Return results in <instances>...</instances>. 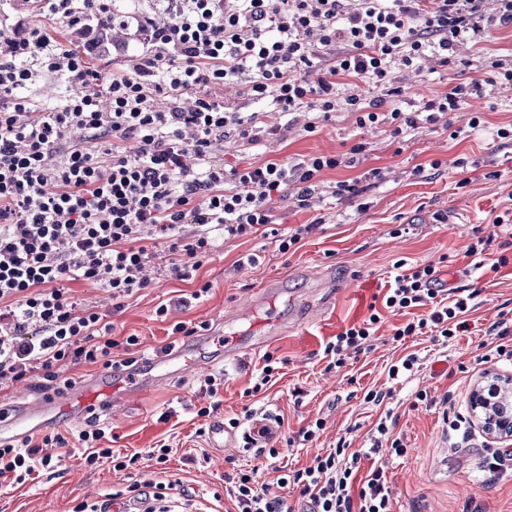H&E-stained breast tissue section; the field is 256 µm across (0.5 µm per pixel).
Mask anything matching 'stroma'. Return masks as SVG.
Returning <instances> with one entry per match:
<instances>
[{
  "instance_id": "35a3bbf8",
  "label": "stroma",
  "mask_w": 512,
  "mask_h": 512,
  "mask_svg": "<svg viewBox=\"0 0 512 512\" xmlns=\"http://www.w3.org/2000/svg\"><path fill=\"white\" fill-rule=\"evenodd\" d=\"M460 55L457 65L432 58L420 72H396L403 90L401 105L419 104L461 82L485 80L489 59H512V28L494 32L489 41L464 46ZM471 108L481 113L482 126L465 128L462 113L452 114L451 122L461 130L455 139L436 124L411 131L397 142L383 129H358L350 113L333 112L320 118L311 134L297 122L284 139L263 135L245 146L226 140L213 159L240 168L270 159L292 162L319 154L341 155L358 142L367 150L359 165L324 171V190L307 207H299L292 194L274 202L276 229L316 226L288 253L279 252L270 234L217 240L198 272L201 281L211 284L209 295L200 302L180 304L191 285L157 275L151 287L124 298L117 311L105 289L73 283L71 295L78 303L108 315L114 339L139 336L143 354L183 343L199 367L160 382L109 418L110 433L102 447L122 457L139 456L126 469H115L111 459L87 465L70 422L35 430V440L59 432L69 443L44 447L52 462L35 480L17 485L0 478V512H76L80 507L85 512H112L116 493L136 482L149 507L154 503V483L176 479L188 495L186 512H229L224 474L232 463L258 467L261 483L269 486L275 485L277 474L255 452L210 447L206 430L212 420L241 418L249 411L273 412L280 422L274 445L282 450L281 462L300 469L339 439H346L351 448H362L386 407L396 417L394 434L406 448L404 456L385 451L379 459L392 491V512H512V460L504 463L506 475L486 481L483 461L494 441L475 430H450L443 421L447 414H467L470 393L485 373L512 376V366L477 360L489 340V327L501 314L512 312V263L496 273L488 268L499 255L512 260V244L493 222L512 204V144H503L496 136L498 128L512 126V85L487 87L485 97ZM460 158L465 161L461 167L456 164ZM373 168L383 173L381 182L350 200L332 196L336 182L362 177ZM443 214L448 223H440ZM479 236L489 241L484 256H467L468 246ZM399 261L411 266L439 264L449 287L471 293L468 333L444 347L426 335L397 342L395 328L409 318L424 317L431 307L426 304L408 314L383 308L370 347L347 359L344 367H330L324 343L369 315L367 306L356 303L359 285L372 282L374 296L383 297ZM271 286L279 290L281 323L235 320L239 305ZM162 304L168 313L160 319L155 310ZM327 318L332 324L320 334L318 344H307L304 326ZM178 322L190 327L208 324L209 340L172 334ZM230 328L248 339L269 336L273 342L266 354L225 360L215 339ZM410 352L422 358L421 371L403 384L389 379V366ZM268 354L281 359V368L261 392L247 395L255 370ZM219 372L224 375L220 405L212 416H199V409L211 403L202 383L207 374ZM370 389L387 393L384 406L364 403ZM418 390L428 391L435 406L416 402ZM318 418L324 428L315 439L293 443L300 428ZM161 446L171 453L160 469L146 453Z\"/></svg>"
}]
</instances>
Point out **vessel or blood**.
Segmentation results:
<instances>
[{"label": "vessel or blood", "mask_w": 512, "mask_h": 512, "mask_svg": "<svg viewBox=\"0 0 512 512\" xmlns=\"http://www.w3.org/2000/svg\"><path fill=\"white\" fill-rule=\"evenodd\" d=\"M143 385L128 374L114 372L103 378L77 383L70 394L53 399H21L13 408L0 411V441L19 440L32 431L60 419H88L111 411L113 405L141 395ZM280 427L274 415L266 412L253 418L244 434L227 431L223 422L213 423L208 436L212 447L234 448L246 442L261 448L274 440Z\"/></svg>", "instance_id": "obj_1"}]
</instances>
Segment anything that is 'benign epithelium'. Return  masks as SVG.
Listing matches in <instances>:
<instances>
[{"label":"benign epithelium","mask_w":512,"mask_h":512,"mask_svg":"<svg viewBox=\"0 0 512 512\" xmlns=\"http://www.w3.org/2000/svg\"><path fill=\"white\" fill-rule=\"evenodd\" d=\"M474 420L490 439L512 440V377H495L482 383L470 394Z\"/></svg>","instance_id":"obj_1"}]
</instances>
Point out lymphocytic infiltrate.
I'll return each mask as SVG.
<instances>
[{"label": "lymphocytic infiltrate", "mask_w": 512, "mask_h": 512, "mask_svg": "<svg viewBox=\"0 0 512 512\" xmlns=\"http://www.w3.org/2000/svg\"><path fill=\"white\" fill-rule=\"evenodd\" d=\"M173 17L155 25L136 15L149 50L131 67L105 71L90 62L97 43L94 18L112 0H32L34 10L79 31L86 50L64 48L50 30L16 23L0 29V377L36 378L45 396L71 388L68 368L102 364L132 367L139 338L114 339L102 314L79 307L68 283L110 289L113 299L149 287L143 270L148 245L166 248L167 277L194 284L192 299L210 283L197 272L217 235L247 236L273 221L275 198L295 192L299 204L321 192L319 176L342 165L339 155L285 164L268 161L227 169L210 161L225 139L251 144L259 134L285 137L289 115L343 111L358 128L384 127L401 139L421 124H435L485 85L512 83V62L490 61L485 82L460 83L445 94L404 109L393 84L397 69L420 68L438 55L454 63L463 45L512 26V0H169ZM323 60V73L306 72ZM63 76L73 91L53 109L36 108L22 88L38 74ZM244 78L259 112L229 110L209 93ZM375 89V97L345 95V80ZM170 101L158 109L157 97ZM79 143L67 144L70 132ZM139 141L136 154L123 144ZM435 264L396 274L383 297L398 312L433 300L427 317L396 328L394 341L425 332L447 341L467 332L468 300L444 296ZM127 351L115 361L114 350ZM381 416L369 447L346 442L316 456L306 468L284 473L279 492L256 485L255 470H236L224 481L235 512H291L282 488L297 487L310 512H391L382 468L362 471V460L389 445L406 449ZM31 438L0 445V477L25 482L36 465H49Z\"/></svg>", "instance_id": "obj_1"}]
</instances>
